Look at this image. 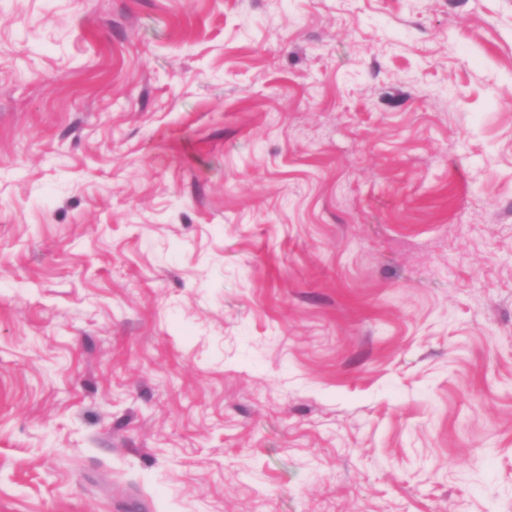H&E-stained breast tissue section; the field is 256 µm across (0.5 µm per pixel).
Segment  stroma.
Wrapping results in <instances>:
<instances>
[{
    "label": "stroma",
    "instance_id": "35a3bbf8",
    "mask_svg": "<svg viewBox=\"0 0 512 512\" xmlns=\"http://www.w3.org/2000/svg\"><path fill=\"white\" fill-rule=\"evenodd\" d=\"M0 512H512V0H0Z\"/></svg>",
    "mask_w": 512,
    "mask_h": 512
}]
</instances>
